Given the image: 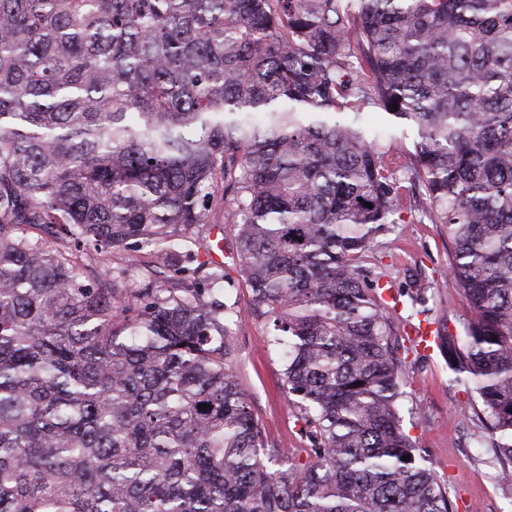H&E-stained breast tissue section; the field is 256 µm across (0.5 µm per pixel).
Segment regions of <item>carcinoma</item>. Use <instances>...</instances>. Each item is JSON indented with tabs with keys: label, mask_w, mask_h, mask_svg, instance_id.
I'll list each match as a JSON object with an SVG mask.
<instances>
[{
	"label": "carcinoma",
	"mask_w": 512,
	"mask_h": 512,
	"mask_svg": "<svg viewBox=\"0 0 512 512\" xmlns=\"http://www.w3.org/2000/svg\"><path fill=\"white\" fill-rule=\"evenodd\" d=\"M406 189L448 230L470 315L435 340L512 492V0H0V512H457L400 416L426 276L369 260ZM218 224L304 463L270 469L224 268L191 266ZM140 252L131 296L112 258Z\"/></svg>",
	"instance_id": "cac0c4a2"
}]
</instances>
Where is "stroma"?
<instances>
[{"label":"stroma","instance_id":"stroma-1","mask_svg":"<svg viewBox=\"0 0 512 512\" xmlns=\"http://www.w3.org/2000/svg\"><path fill=\"white\" fill-rule=\"evenodd\" d=\"M211 238L224 248V272L230 279L224 301L240 312L232 326L238 342L239 381L269 443L280 448L283 459L298 461L310 442L300 410L290 401L281 356L269 344L272 323L254 313L251 290L238 274L234 225H225ZM372 249L383 257L393 283L403 282L416 269L424 270L431 283L428 297L433 320L451 325L469 315L467 300L448 276L450 246L443 225H394L373 242ZM402 390L404 428L458 512H512V492L497 482L489 453L493 438L469 419L467 397L452 383L440 351L407 365Z\"/></svg>","mask_w":512,"mask_h":512}]
</instances>
